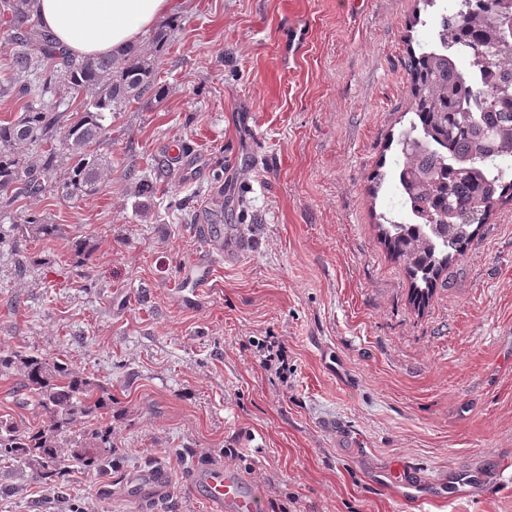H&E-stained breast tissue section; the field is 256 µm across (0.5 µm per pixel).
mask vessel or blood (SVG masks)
I'll list each match as a JSON object with an SVG mask.
<instances>
[{
  "mask_svg": "<svg viewBox=\"0 0 512 512\" xmlns=\"http://www.w3.org/2000/svg\"><path fill=\"white\" fill-rule=\"evenodd\" d=\"M374 477L382 484H396L404 500L437 498L449 488L458 495H473L480 488L478 479L461 471L452 470L447 477L435 479L421 469L404 464L393 469L375 470ZM205 485L207 498L218 512H258L253 486L234 471L221 468L211 470Z\"/></svg>",
  "mask_w": 512,
  "mask_h": 512,
  "instance_id": "obj_1",
  "label": "vessel or blood"
}]
</instances>
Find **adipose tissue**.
<instances>
[{"label": "adipose tissue", "mask_w": 512, "mask_h": 512, "mask_svg": "<svg viewBox=\"0 0 512 512\" xmlns=\"http://www.w3.org/2000/svg\"><path fill=\"white\" fill-rule=\"evenodd\" d=\"M178 0H35L44 29L74 56L105 55L132 45Z\"/></svg>", "instance_id": "1"}]
</instances>
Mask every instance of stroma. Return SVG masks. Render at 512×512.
<instances>
[{
	"label": "stroma",
	"instance_id": "obj_1",
	"mask_svg": "<svg viewBox=\"0 0 512 512\" xmlns=\"http://www.w3.org/2000/svg\"><path fill=\"white\" fill-rule=\"evenodd\" d=\"M453 2L183 0L164 19L165 94L113 116L98 192L0 211L5 230L30 209L59 227L27 239L39 263L25 276L0 249V348L102 384L118 449L109 478L74 467L61 491L0 463V512H212L189 477L216 466L252 481L259 512L289 499L295 512H512L498 487L401 503L364 465L442 475L512 460V202L422 306L377 228L397 201L408 58ZM135 176L153 193L134 195ZM208 223L228 240L245 229L250 255L225 264ZM201 265L209 285L190 306ZM267 336L288 346L287 382L245 348ZM1 417L38 422L18 376H0ZM153 468L166 475L154 493L135 482Z\"/></svg>",
	"mask_w": 512,
	"mask_h": 512
}]
</instances>
